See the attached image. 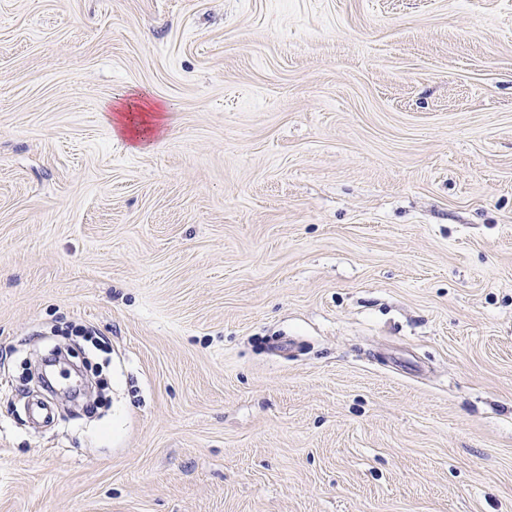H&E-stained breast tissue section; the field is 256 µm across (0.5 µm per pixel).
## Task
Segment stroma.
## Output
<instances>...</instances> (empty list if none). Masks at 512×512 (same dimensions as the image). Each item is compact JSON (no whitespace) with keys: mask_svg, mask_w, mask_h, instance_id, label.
I'll return each mask as SVG.
<instances>
[{"mask_svg":"<svg viewBox=\"0 0 512 512\" xmlns=\"http://www.w3.org/2000/svg\"><path fill=\"white\" fill-rule=\"evenodd\" d=\"M0 512H512V0H0ZM116 107H117L116 112L120 113L121 119L119 121L115 118L113 119V131L118 130L119 122L123 124L124 132H126V130H128L131 133H133L135 136H140V135L146 133L147 130H149V128H148V129H144V131H140L138 127L140 125L147 124V121L144 120V115L142 113H139L138 115H134L132 113V112H134L132 107H134L136 111L142 107H140L139 105L132 106V103L128 104L126 108H121L120 104H118ZM123 119H125V120H123ZM139 119H141V121H139Z\"/></svg>","mask_w":512,"mask_h":512,"instance_id":"1","label":"stroma"}]
</instances>
